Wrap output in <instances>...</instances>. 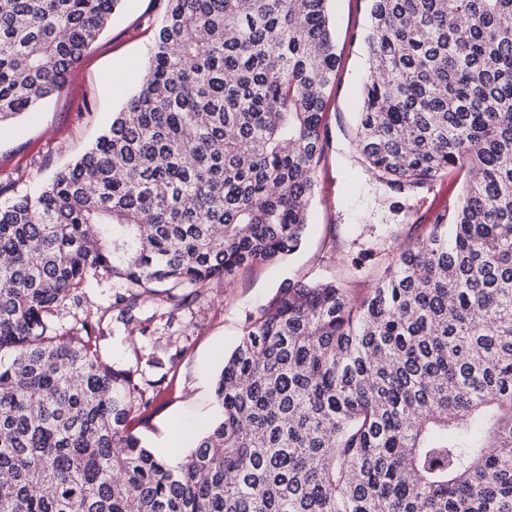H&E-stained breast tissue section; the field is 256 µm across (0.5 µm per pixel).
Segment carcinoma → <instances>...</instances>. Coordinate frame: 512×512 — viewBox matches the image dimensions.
<instances>
[{"label":"carcinoma","mask_w":512,"mask_h":512,"mask_svg":"<svg viewBox=\"0 0 512 512\" xmlns=\"http://www.w3.org/2000/svg\"><path fill=\"white\" fill-rule=\"evenodd\" d=\"M122 0H0V126L61 89ZM329 0H166L138 90L0 205V512H512V0H371L355 138L396 191L466 168L362 299L290 283L224 358L179 464L147 389L55 318L87 274L139 294L296 252L338 55ZM98 247H87L89 235Z\"/></svg>","instance_id":"carcinoma-1"}]
</instances>
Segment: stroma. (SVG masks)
Listing matches in <instances>:
<instances>
[{"instance_id":"obj_1","label":"stroma","mask_w":512,"mask_h":512,"mask_svg":"<svg viewBox=\"0 0 512 512\" xmlns=\"http://www.w3.org/2000/svg\"><path fill=\"white\" fill-rule=\"evenodd\" d=\"M165 0H124L120 10L67 73L60 91L35 112L0 130V204L33 192L81 156L112 121L143 78ZM339 65L326 92L325 153L316 174L300 249L276 263L241 268L230 283L187 285L173 294L139 297L130 323L117 321L119 288L104 272L79 292L104 312L103 360L131 370L160 392L137 408L130 431L151 450L179 437L181 448L215 421L214 383L225 354L279 288L338 281L362 298L381 275L388 254L427 237L461 194L468 173L455 169L417 192L399 194L366 171L355 149L357 115L368 76L370 0H329Z\"/></svg>"}]
</instances>
